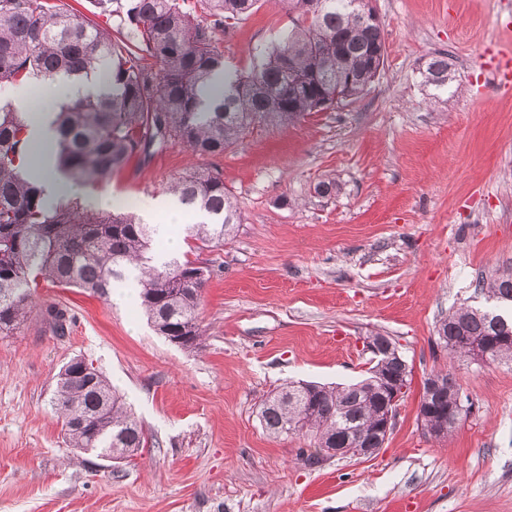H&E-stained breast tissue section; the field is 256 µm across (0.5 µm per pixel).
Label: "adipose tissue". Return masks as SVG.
<instances>
[{"mask_svg":"<svg viewBox=\"0 0 512 512\" xmlns=\"http://www.w3.org/2000/svg\"><path fill=\"white\" fill-rule=\"evenodd\" d=\"M100 88L98 82L90 81H66L56 86L51 97V103L44 109L31 112L29 115L33 151L31 155V167L43 181L46 192L59 198L86 197L89 204L106 208L111 206L112 199L108 194L86 195L82 186L75 184L63 174L56 171L54 159L51 154V144L54 140L52 125L55 103L72 101L93 93Z\"/></svg>","mask_w":512,"mask_h":512,"instance_id":"ef3b65f1","label":"adipose tissue"}]
</instances>
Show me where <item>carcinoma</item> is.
Segmentation results:
<instances>
[{"instance_id":"carcinoma-1","label":"carcinoma","mask_w":512,"mask_h":512,"mask_svg":"<svg viewBox=\"0 0 512 512\" xmlns=\"http://www.w3.org/2000/svg\"><path fill=\"white\" fill-rule=\"evenodd\" d=\"M108 30L68 0H0V87L88 80L104 74L95 95L66 102L55 113L56 165L69 179L92 186L131 158L143 161L178 146L199 156H217L258 119L275 114L294 121L321 112L333 99L351 103L373 82V54H387L381 26H360L351 0H276L293 25L265 48L260 65L232 72L224 65L220 35L261 7V0H94ZM224 92L206 102L219 77ZM426 82L448 87V54L432 55ZM28 113L0 106V334L23 326L40 282L82 288L106 296L132 281L138 305L154 331L180 336L178 347L199 344L200 297L211 270L193 279L195 262L160 249L164 224H144L133 213L92 211L78 197H50L31 172ZM167 191L180 206L201 215L187 236L203 248L224 244L242 216L223 175L196 169L173 178ZM488 298L512 306V268L479 285ZM45 312L59 333L66 311ZM452 358L473 357L468 344H494L490 362L512 364V314L461 306L437 328ZM86 359L72 358L58 374L50 400L69 444L96 448L122 459L146 447L143 429L100 372L85 373ZM390 378L410 384L401 355L375 363ZM445 380L434 396L435 412L419 411L423 430L447 437L461 418L456 381ZM381 394L365 378L345 386L292 382L262 404L260 422L275 438L303 434L308 462L324 449L367 434Z\"/></svg>"}]
</instances>
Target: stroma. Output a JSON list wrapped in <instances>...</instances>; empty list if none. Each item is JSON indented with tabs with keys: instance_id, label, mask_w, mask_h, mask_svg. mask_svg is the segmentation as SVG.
<instances>
[{
	"instance_id": "1",
	"label": "stroma",
	"mask_w": 512,
	"mask_h": 512,
	"mask_svg": "<svg viewBox=\"0 0 512 512\" xmlns=\"http://www.w3.org/2000/svg\"><path fill=\"white\" fill-rule=\"evenodd\" d=\"M387 59L356 101L269 117L224 154L171 147L96 185L113 201L161 197L194 167L221 171L242 222L223 246L188 248L212 275L202 340L158 336L137 303L41 283L27 323L0 335V512H512V366L450 358L437 327L481 306L512 267V87L482 69L512 48V0H376ZM289 19L272 0L223 37L247 68ZM448 55V87L422 69ZM321 182L336 194L315 191ZM69 317L56 335L43 311ZM412 370L395 426L371 458L310 465L301 435L262 428L291 381L366 376L367 336ZM81 356L124 395L147 446L113 460L69 446L49 400ZM453 374L472 408L447 438L418 420L427 374Z\"/></svg>"
}]
</instances>
